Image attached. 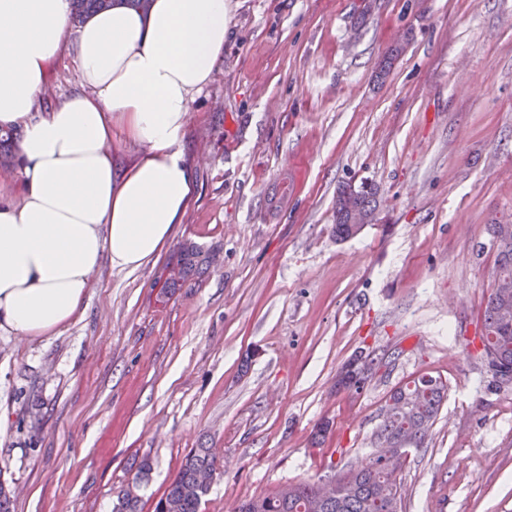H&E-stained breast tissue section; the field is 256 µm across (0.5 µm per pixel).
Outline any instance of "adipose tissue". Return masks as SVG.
Masks as SVG:
<instances>
[{
    "label": "adipose tissue",
    "mask_w": 512,
    "mask_h": 512,
    "mask_svg": "<svg viewBox=\"0 0 512 512\" xmlns=\"http://www.w3.org/2000/svg\"><path fill=\"white\" fill-rule=\"evenodd\" d=\"M69 0H0V127L23 130L25 191L0 180V328L47 336L83 311L102 259L156 260L196 186L183 150L194 96L224 52L226 0H116L75 45L88 91L35 106L62 50ZM140 146L117 170L114 131Z\"/></svg>",
    "instance_id": "obj_1"
}]
</instances>
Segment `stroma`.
<instances>
[{
  "instance_id": "stroma-1",
  "label": "stroma",
  "mask_w": 512,
  "mask_h": 512,
  "mask_svg": "<svg viewBox=\"0 0 512 512\" xmlns=\"http://www.w3.org/2000/svg\"><path fill=\"white\" fill-rule=\"evenodd\" d=\"M227 5L183 137L196 192L157 261L102 260L83 314L53 335L0 329L14 512H112L145 457L153 512L201 446L217 467L203 512H228L365 461L391 391L425 373L448 397L403 464L401 512H512V389L488 390L477 338L496 274L486 226L512 220V0ZM78 35L69 26L37 113L82 92ZM364 179L380 220L336 240V189ZM187 239L220 261L159 300L156 276ZM362 351L363 388L337 390Z\"/></svg>"
}]
</instances>
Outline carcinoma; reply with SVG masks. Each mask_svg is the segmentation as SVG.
<instances>
[{"mask_svg":"<svg viewBox=\"0 0 512 512\" xmlns=\"http://www.w3.org/2000/svg\"><path fill=\"white\" fill-rule=\"evenodd\" d=\"M114 0H70V19L82 23L91 14L112 7ZM407 42L398 43L380 63L379 74L390 71L404 52ZM21 134L8 129L0 132V167L10 168ZM362 224L335 219L333 233L339 241L358 236ZM491 245L497 265L495 285L483 309L480 331L482 357L491 375L489 387L495 391L512 387V222L489 225ZM176 260L165 267L163 293L185 286L205 273L211 253L191 241L181 243ZM448 395L441 377L423 374L392 391L393 412L383 417L374 432L375 453L368 460L331 478L330 493L316 481H297L275 491L254 496L240 504V512H400L402 486L399 471L382 462L383 453L410 444L420 448L432 428ZM215 455L209 448H195L185 457L178 474L156 501L154 512H201L208 487L198 482L203 470H215ZM141 496L129 488L120 491L113 512H140Z\"/></svg>","mask_w":512,"mask_h":512,"instance_id":"obj_1","label":"carcinoma"}]
</instances>
